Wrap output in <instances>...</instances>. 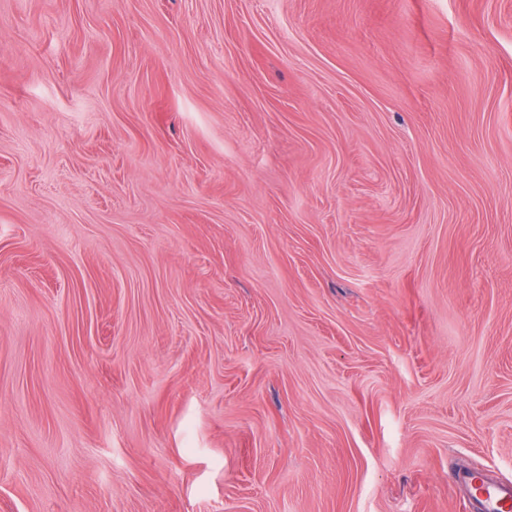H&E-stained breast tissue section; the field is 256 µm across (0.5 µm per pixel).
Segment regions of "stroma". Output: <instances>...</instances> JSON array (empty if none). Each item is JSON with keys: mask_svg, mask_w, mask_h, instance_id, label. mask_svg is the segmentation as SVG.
<instances>
[{"mask_svg": "<svg viewBox=\"0 0 512 512\" xmlns=\"http://www.w3.org/2000/svg\"><path fill=\"white\" fill-rule=\"evenodd\" d=\"M512 481V0H0V512H466ZM455 481L465 488L469 504L478 512L512 510V483L490 480L480 471L460 472Z\"/></svg>", "mask_w": 512, "mask_h": 512, "instance_id": "35a3bbf8", "label": "stroma"}]
</instances>
